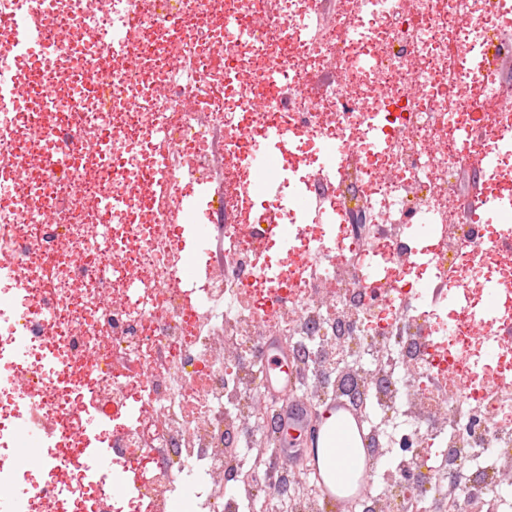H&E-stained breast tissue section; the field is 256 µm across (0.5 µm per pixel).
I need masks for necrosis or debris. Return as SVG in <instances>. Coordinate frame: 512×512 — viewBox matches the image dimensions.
<instances>
[{"label": "necrosis or debris", "instance_id": "necrosis-or-debris-1", "mask_svg": "<svg viewBox=\"0 0 512 512\" xmlns=\"http://www.w3.org/2000/svg\"><path fill=\"white\" fill-rule=\"evenodd\" d=\"M0 0L63 31L53 54L20 49L0 27V62L38 68L48 106L0 113V154L26 181L0 196V501L17 512H276L226 484L224 443L255 489L271 487L256 418L253 337L267 323L293 349L312 337L314 365L344 348L374 417L383 484L362 512H421L419 484L463 460L472 496L434 497L450 512H512V324L472 329L487 283L512 282V257L468 249L488 233L476 211L446 216L460 170L512 183L498 152L512 109L478 116L512 57V0ZM146 64L115 82L123 46ZM193 59L180 79L173 52ZM141 107L129 104L132 96ZM293 143L263 179L248 159L272 128ZM108 137L102 157L72 154L70 136ZM343 153L321 154V138ZM173 183L184 206L143 203L145 181ZM258 181V214L288 230L224 216V190ZM323 199L320 213L303 199ZM360 208L369 223L353 225ZM191 246L189 270L170 256ZM390 312L380 351L366 343ZM24 359H15L17 351ZM201 393L203 413L188 416ZM485 429L466 432L470 415ZM440 455L403 453L424 418Z\"/></svg>", "mask_w": 512, "mask_h": 512}]
</instances>
